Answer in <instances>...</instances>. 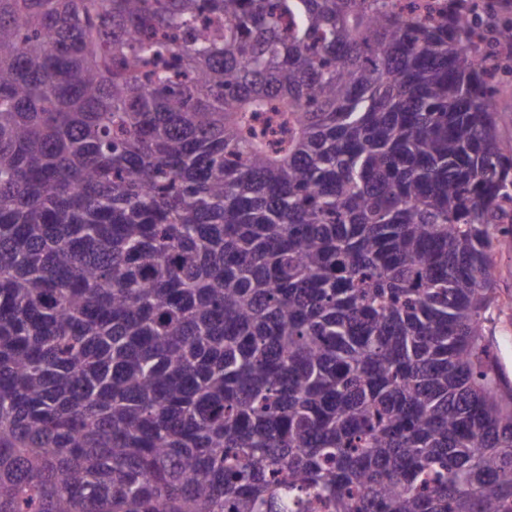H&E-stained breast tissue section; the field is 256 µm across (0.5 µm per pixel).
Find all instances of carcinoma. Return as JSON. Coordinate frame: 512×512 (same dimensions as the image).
Listing matches in <instances>:
<instances>
[{
  "label": "carcinoma",
  "instance_id": "1",
  "mask_svg": "<svg viewBox=\"0 0 512 512\" xmlns=\"http://www.w3.org/2000/svg\"><path fill=\"white\" fill-rule=\"evenodd\" d=\"M0 0V512H512L492 0ZM497 298L486 334L507 375L512 379V243L496 257Z\"/></svg>",
  "mask_w": 512,
  "mask_h": 512
}]
</instances>
